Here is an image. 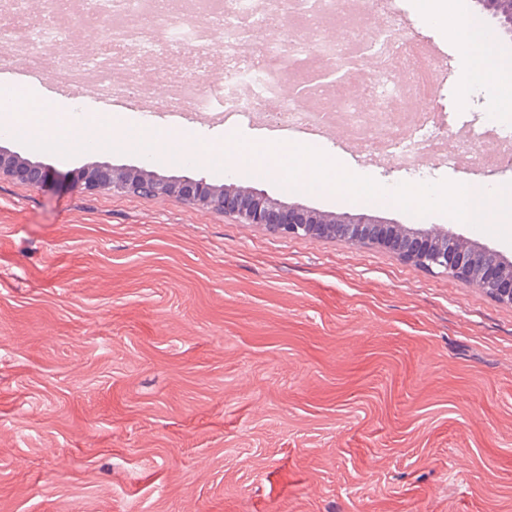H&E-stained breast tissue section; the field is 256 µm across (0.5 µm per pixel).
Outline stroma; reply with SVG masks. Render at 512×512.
I'll use <instances>...</instances> for the list:
<instances>
[{
  "instance_id": "1",
  "label": "stroma",
  "mask_w": 512,
  "mask_h": 512,
  "mask_svg": "<svg viewBox=\"0 0 512 512\" xmlns=\"http://www.w3.org/2000/svg\"><path fill=\"white\" fill-rule=\"evenodd\" d=\"M402 39L433 50L437 113L489 128L512 85V38L457 106L465 61L416 0H390ZM47 103L84 99L46 74ZM0 146L62 176L97 162L249 182L288 204L444 224L512 261V244L442 214L290 188L169 147L84 146L85 125ZM337 129L324 148L385 188L448 179L499 190L512 162L416 169ZM0 512H512V306L383 244L288 238L263 224L107 189H36L0 175Z\"/></svg>"
}]
</instances>
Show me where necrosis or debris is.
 Returning <instances> with one entry per match:
<instances>
[{
    "mask_svg": "<svg viewBox=\"0 0 512 512\" xmlns=\"http://www.w3.org/2000/svg\"><path fill=\"white\" fill-rule=\"evenodd\" d=\"M72 0H57L58 12L50 20L31 23L25 0H12L11 8L0 6V33L24 35L34 51L26 65L34 72L53 64L49 50L64 40L73 26L90 24L99 33L95 56H80L83 67L99 70L101 94L105 98H134L165 102L155 80L143 77L145 64L175 69L184 54L192 55L197 73H207L213 55L224 59V79L218 83L185 86L203 112L218 111L225 118L253 112L261 102H272L273 126L289 131L326 119L344 117L362 146L382 147L398 165L416 166L431 156L440 137L431 108L436 99L432 67L412 43L397 34L396 21H388L380 35L347 25L336 10V0H301L295 29L282 30L276 0H186L185 13L173 14L164 30L149 23L162 0H96V6L75 12ZM335 24L343 36L336 43L311 48L306 37L311 26ZM262 32L259 53L242 45L244 34ZM375 42L378 57L386 65L363 83L361 98L345 94L336 86L311 81L304 62L313 55L341 67L368 42ZM398 60L408 75L400 86L389 66ZM289 81L306 88L316 106L303 109L294 99L282 98L277 89Z\"/></svg>",
    "mask_w": 512,
    "mask_h": 512,
    "instance_id": "1",
    "label": "necrosis or debris"
}]
</instances>
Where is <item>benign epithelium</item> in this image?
<instances>
[{"mask_svg":"<svg viewBox=\"0 0 512 512\" xmlns=\"http://www.w3.org/2000/svg\"><path fill=\"white\" fill-rule=\"evenodd\" d=\"M477 4L480 14L502 24L504 33H512V0H477ZM361 67L360 63L356 65ZM354 69L329 67L320 70L316 78L349 90L354 84ZM2 173L16 176L33 188L55 180V173L46 165L26 163L1 146ZM72 183L80 189L106 187L114 192L146 194L159 201L179 198L195 207L231 215L239 224H265L286 237L325 236L358 247H367L375 240L371 232L374 220L367 214L312 213L243 184L215 187L186 175L163 176L147 170L124 173L107 163L80 172ZM387 243L404 260L419 261L433 273H450L497 302L512 306V267H504L498 251L490 249L475 257L460 246L458 235L437 224L418 229L414 236L396 232Z\"/></svg>","mask_w":512,"mask_h":512,"instance_id":"1","label":"benign epithelium"}]
</instances>
